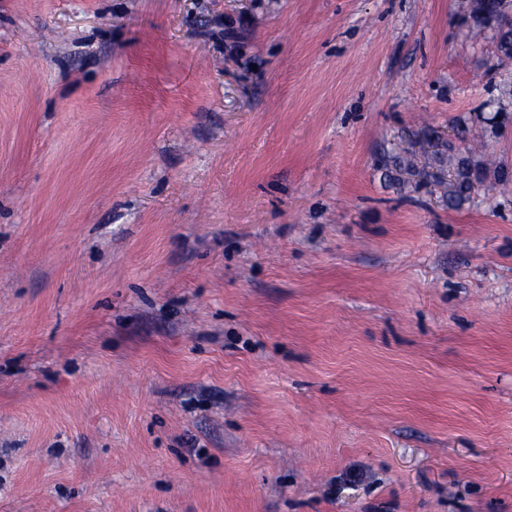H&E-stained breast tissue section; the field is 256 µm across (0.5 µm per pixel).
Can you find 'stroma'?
Instances as JSON below:
<instances>
[{
  "label": "stroma",
  "mask_w": 512,
  "mask_h": 512,
  "mask_svg": "<svg viewBox=\"0 0 512 512\" xmlns=\"http://www.w3.org/2000/svg\"><path fill=\"white\" fill-rule=\"evenodd\" d=\"M460 2L0 0V512H512Z\"/></svg>",
  "instance_id": "stroma-1"
}]
</instances>
